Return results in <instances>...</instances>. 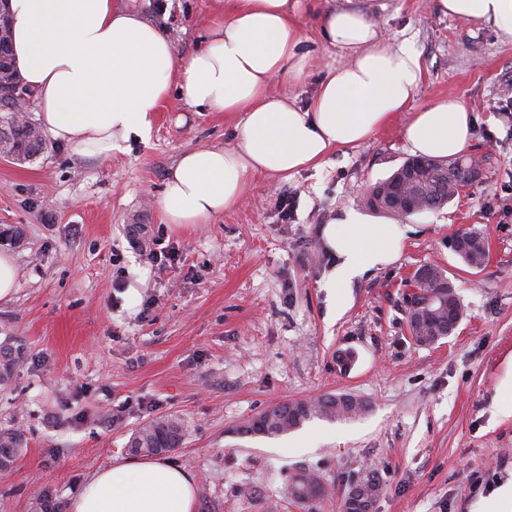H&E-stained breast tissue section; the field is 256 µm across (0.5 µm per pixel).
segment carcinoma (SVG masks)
Here are the masks:
<instances>
[{"label":"carcinoma","mask_w":512,"mask_h":512,"mask_svg":"<svg viewBox=\"0 0 512 512\" xmlns=\"http://www.w3.org/2000/svg\"><path fill=\"white\" fill-rule=\"evenodd\" d=\"M0 125L11 132V148L29 160L44 149L43 140L33 142L38 133L32 124H19L10 112L0 113ZM454 254L470 268L478 269L486 261V252L480 235L465 234L451 243ZM418 292L411 296L413 310L409 327L414 341L430 346L445 338L448 316L460 320L464 306L451 281L437 277L416 282ZM26 352L14 336L0 342V390L11 387L17 368L25 361ZM367 411V404L351 394L324 395L315 401L293 400L277 403L237 425L233 433L246 436L275 437L302 426L313 418L329 420L352 419ZM185 436L184 421L177 415L164 414L142 423L130 437V448L136 453H168L182 444ZM25 446L23 435L14 428L0 429V470H9L20 459ZM353 495L345 499L343 508L349 512H372L382 496L384 486L373 473L355 483ZM324 493L320 480L305 469H297L288 482V495L300 502L310 503ZM35 512H62L53 490L40 488L33 496Z\"/></svg>","instance_id":"1"}]
</instances>
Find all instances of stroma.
<instances>
[{
    "label": "stroma",
    "mask_w": 512,
    "mask_h": 512,
    "mask_svg": "<svg viewBox=\"0 0 512 512\" xmlns=\"http://www.w3.org/2000/svg\"><path fill=\"white\" fill-rule=\"evenodd\" d=\"M157 26L178 54L198 50L209 0H116ZM373 19L390 42H409L423 76L409 111L367 140L331 152L288 179L251 175L240 204L210 223L166 224L160 197L186 152L231 144L237 116L200 112L171 95L149 142L106 159L74 155L53 140L25 163L0 158V240L17 266L16 292L0 303V339L18 337L27 358L0 392V427L26 448L0 472V512H32L52 485L70 503L89 476L132 458V432L160 414L187 434L170 452L216 512H342L368 470L383 479L375 512H479L512 482V418L496 411L512 368V41L486 24L437 13L433 0H386ZM309 65L272 89L305 103L342 61L319 18L298 19ZM456 98L476 122L469 152L481 175L445 207L406 217L403 252L366 273L332 308L335 263L322 225L366 212V186L411 152L412 114ZM298 199L284 220L282 198ZM463 232L487 235L489 255L472 269L452 252ZM173 256L149 264L141 241ZM442 267L464 305L455 332L432 346L409 331L412 276ZM349 393L368 402L355 419H314L284 435L240 437L233 429L278 402ZM327 495L285 496L295 468Z\"/></svg>",
    "instance_id": "1"
}]
</instances>
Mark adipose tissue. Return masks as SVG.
<instances>
[{
    "label": "adipose tissue",
    "mask_w": 512,
    "mask_h": 512,
    "mask_svg": "<svg viewBox=\"0 0 512 512\" xmlns=\"http://www.w3.org/2000/svg\"><path fill=\"white\" fill-rule=\"evenodd\" d=\"M211 0L202 46L179 55L156 26L113 0H10L15 62L37 102L45 133L85 158H107L123 142H148L153 116L178 92L188 105L238 115L234 140L183 154L166 178V223L206 224L238 204L248 175L289 178L334 149L367 139L405 111L422 78L419 54L390 44L353 0ZM438 12L491 24L512 39V0H434ZM321 15V35L346 54L305 105L273 94L301 79L308 57L294 17ZM474 121L456 99L415 112L405 128L414 155L450 158L470 144ZM336 258L327 285L340 288L401 255L397 222L354 210L323 225ZM193 475L167 458L128 459L95 471L69 512H196Z\"/></svg>",
    "instance_id": "ef3b65f1"
}]
</instances>
